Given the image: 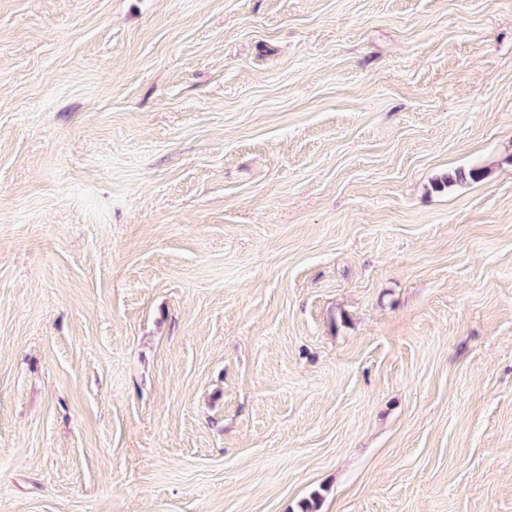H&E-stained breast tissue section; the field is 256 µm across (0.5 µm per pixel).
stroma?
I'll use <instances>...</instances> for the list:
<instances>
[{"label":"stroma","mask_w":512,"mask_h":512,"mask_svg":"<svg viewBox=\"0 0 512 512\" xmlns=\"http://www.w3.org/2000/svg\"><path fill=\"white\" fill-rule=\"evenodd\" d=\"M312 499L512 512V0H0V512Z\"/></svg>","instance_id":"stroma-1"}]
</instances>
